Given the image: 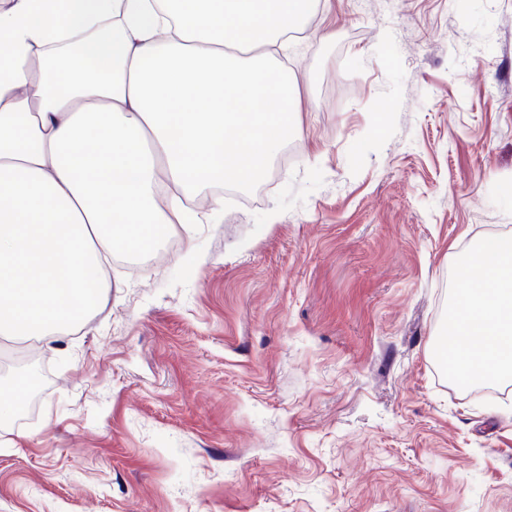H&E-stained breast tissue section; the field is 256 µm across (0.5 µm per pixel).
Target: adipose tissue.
Returning a JSON list of instances; mask_svg holds the SVG:
<instances>
[{"instance_id":"adipose-tissue-1","label":"adipose tissue","mask_w":512,"mask_h":512,"mask_svg":"<svg viewBox=\"0 0 512 512\" xmlns=\"http://www.w3.org/2000/svg\"><path fill=\"white\" fill-rule=\"evenodd\" d=\"M0 7V336L65 335L108 298L117 241L150 249L208 186L259 179L294 127L275 50L321 0ZM456 378H512V235L460 263Z\"/></svg>"}]
</instances>
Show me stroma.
I'll return each mask as SVG.
<instances>
[{
  "label": "stroma",
  "mask_w": 512,
  "mask_h": 512,
  "mask_svg": "<svg viewBox=\"0 0 512 512\" xmlns=\"http://www.w3.org/2000/svg\"><path fill=\"white\" fill-rule=\"evenodd\" d=\"M295 132L191 203L0 423V512H512V381L444 375L457 267L512 232V0H328Z\"/></svg>",
  "instance_id": "1"
}]
</instances>
